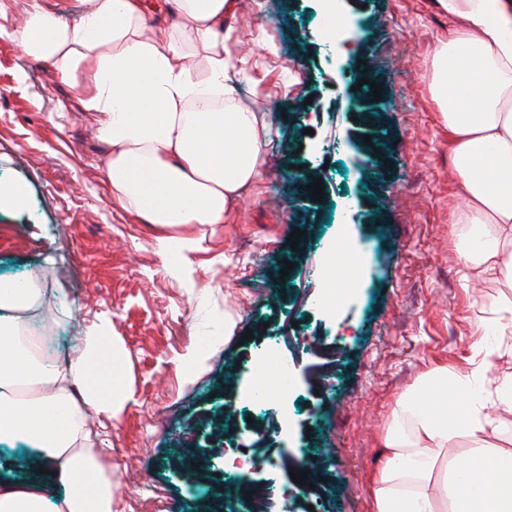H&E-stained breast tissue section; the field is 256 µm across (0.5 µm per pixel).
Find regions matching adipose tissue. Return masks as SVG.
Wrapping results in <instances>:
<instances>
[{
  "instance_id": "obj_1",
  "label": "adipose tissue",
  "mask_w": 512,
  "mask_h": 512,
  "mask_svg": "<svg viewBox=\"0 0 512 512\" xmlns=\"http://www.w3.org/2000/svg\"><path fill=\"white\" fill-rule=\"evenodd\" d=\"M80 23L53 6L29 12L15 37L23 52L82 78V101L106 147L112 199L170 230L220 224L264 173L269 126L243 108L226 71L224 18L232 0H173L175 17L147 24L142 0H86ZM454 22L438 41L429 90L448 128L465 206L450 233L477 274L512 288V0H436ZM42 292L0 283V445L36 450L40 473L0 488V512H114V483L95 421L134 397L123 344L102 315L77 350L46 361L29 331ZM463 372L441 367L398 399L373 481L375 512H512V447L493 408L512 411V376L493 370L512 347V300L491 301ZM450 393L452 408L425 396ZM479 484L465 492L459 479Z\"/></svg>"
}]
</instances>
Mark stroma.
<instances>
[{"label":"stroma","mask_w":512,"mask_h":512,"mask_svg":"<svg viewBox=\"0 0 512 512\" xmlns=\"http://www.w3.org/2000/svg\"><path fill=\"white\" fill-rule=\"evenodd\" d=\"M323 2L234 0L232 79L242 105L265 114L278 166L223 223L178 227L202 241L186 258L113 203L80 87L8 36L33 0H0V182L27 190L23 207L0 208V279L48 288L43 321L60 326L51 350H74L111 316L134 390L105 424L117 512H155L159 500L165 512H219L242 483L238 512L260 487L272 492L267 512H375L395 401L436 368H468L481 305L504 290L472 275L449 234L463 201L428 74L452 22L435 0H336L354 28L340 56ZM365 68L380 100L356 89ZM300 178L321 181L323 199L295 200ZM349 232L369 251L357 273ZM269 338L294 385L258 402L250 389ZM243 450L244 476L229 465ZM301 464L304 485L290 476Z\"/></svg>","instance_id":"35a3bbf8"}]
</instances>
